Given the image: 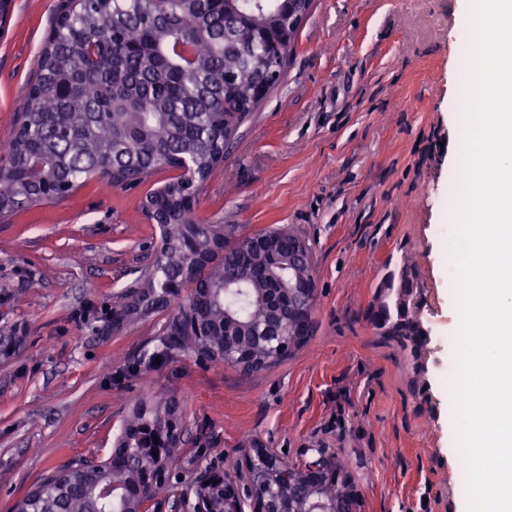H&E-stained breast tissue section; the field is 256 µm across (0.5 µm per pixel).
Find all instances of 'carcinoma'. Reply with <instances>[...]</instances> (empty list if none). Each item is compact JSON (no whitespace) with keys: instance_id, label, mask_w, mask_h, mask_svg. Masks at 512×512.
Wrapping results in <instances>:
<instances>
[{"instance_id":"1","label":"carcinoma","mask_w":512,"mask_h":512,"mask_svg":"<svg viewBox=\"0 0 512 512\" xmlns=\"http://www.w3.org/2000/svg\"><path fill=\"white\" fill-rule=\"evenodd\" d=\"M298 0H69L37 60L7 147L0 153V215L24 204L64 199L88 181L138 185L163 172L180 174L150 193L149 217L160 248L139 289L117 296L112 324L131 323L191 292L162 331L156 356L190 349L200 355L245 353L260 370L283 360L312 335L316 293L301 291L310 267L288 265L291 230L272 252L229 243L222 224L194 217L200 193L224 160V124L249 116L232 107L255 101L261 79L277 85L290 47L281 26ZM233 253L224 262V252ZM423 304L417 265L403 255L377 285L366 317L409 358L418 391L427 390L419 361L425 349L413 310ZM209 331L200 336L196 328ZM170 403L140 402L117 448L97 465L88 458L49 473L15 507L22 512H123L124 496H141L140 476L154 462L153 437L178 429ZM336 491L352 475L332 459ZM307 509L320 494L294 486Z\"/></svg>"}]
</instances>
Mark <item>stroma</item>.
Returning a JSON list of instances; mask_svg holds the SVG:
<instances>
[{"label":"stroma","mask_w":512,"mask_h":512,"mask_svg":"<svg viewBox=\"0 0 512 512\" xmlns=\"http://www.w3.org/2000/svg\"><path fill=\"white\" fill-rule=\"evenodd\" d=\"M64 0L0 10V141L11 134ZM470 0H314L280 82L240 126L194 213L234 238L286 227L312 249L308 343L246 373L190 350L153 361L178 303L115 330L158 231L141 204L171 172L134 187L89 181L0 222V512L75 457L104 458L141 400H175L181 436L147 512H189L196 474L245 470L270 448L292 464L326 452L355 477L362 512H467L448 403V188L460 183ZM413 254L440 361L432 400L363 313L386 263Z\"/></svg>","instance_id":"35a3bbf8"}]
</instances>
